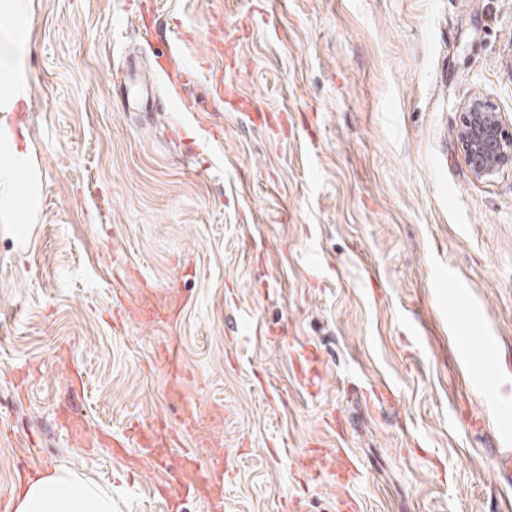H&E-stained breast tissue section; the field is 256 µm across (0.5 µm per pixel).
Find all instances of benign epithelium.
<instances>
[{
	"mask_svg": "<svg viewBox=\"0 0 512 512\" xmlns=\"http://www.w3.org/2000/svg\"><path fill=\"white\" fill-rule=\"evenodd\" d=\"M459 142L465 159L477 177H484L500 166L512 164V124L501 113L476 97L462 112Z\"/></svg>",
	"mask_w": 512,
	"mask_h": 512,
	"instance_id": "1",
	"label": "benign epithelium"
}]
</instances>
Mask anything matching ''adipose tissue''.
Here are the masks:
<instances>
[{
    "label": "adipose tissue",
    "mask_w": 512,
    "mask_h": 512,
    "mask_svg": "<svg viewBox=\"0 0 512 512\" xmlns=\"http://www.w3.org/2000/svg\"><path fill=\"white\" fill-rule=\"evenodd\" d=\"M23 45L7 38L0 47V111H11L24 97ZM15 512H112V493L96 483L55 470L20 486L13 498Z\"/></svg>",
    "instance_id": "obj_1"
}]
</instances>
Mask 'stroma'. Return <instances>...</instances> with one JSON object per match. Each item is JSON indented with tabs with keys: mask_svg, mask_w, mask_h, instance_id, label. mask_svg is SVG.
Returning <instances> with one entry per match:
<instances>
[{
	"mask_svg": "<svg viewBox=\"0 0 512 512\" xmlns=\"http://www.w3.org/2000/svg\"><path fill=\"white\" fill-rule=\"evenodd\" d=\"M141 3L159 42L180 27L194 82L154 78L133 0H25L30 120L0 139V491L60 468L113 512H207L157 486L182 449L220 448L222 512H512V165L474 177L457 137L476 95L512 122V0ZM215 19L242 104L288 125L212 103ZM130 58L152 109L126 99ZM182 94L198 112L172 111ZM471 324L496 350L487 402L454 354ZM171 343L180 376L158 364ZM158 414L179 438L132 475Z\"/></svg>",
	"mask_w": 512,
	"mask_h": 512,
	"instance_id": "obj_1",
	"label": "stroma"
}]
</instances>
